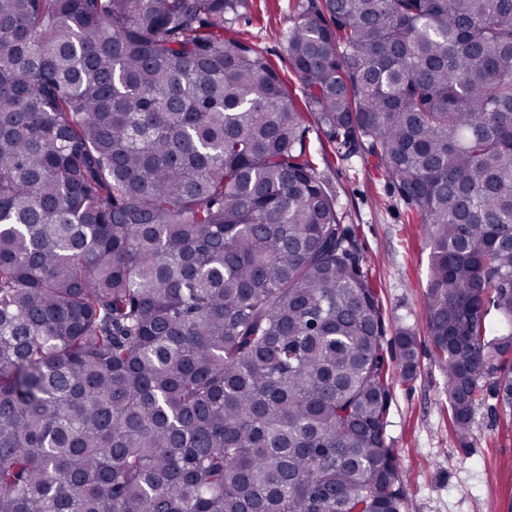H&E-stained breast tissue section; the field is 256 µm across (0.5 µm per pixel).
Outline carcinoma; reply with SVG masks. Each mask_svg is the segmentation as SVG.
Segmentation results:
<instances>
[{"label":"carcinoma","instance_id":"obj_1","mask_svg":"<svg viewBox=\"0 0 512 512\" xmlns=\"http://www.w3.org/2000/svg\"><path fill=\"white\" fill-rule=\"evenodd\" d=\"M242 6L0 0V512H404L379 301ZM287 53L425 224L465 444L512 414V0H302Z\"/></svg>","mask_w":512,"mask_h":512}]
</instances>
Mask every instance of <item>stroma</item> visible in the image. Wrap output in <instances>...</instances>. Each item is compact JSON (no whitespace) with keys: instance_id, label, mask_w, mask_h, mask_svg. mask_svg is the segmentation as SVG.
I'll list each match as a JSON object with an SVG mask.
<instances>
[{"instance_id":"1","label":"stroma","mask_w":512,"mask_h":512,"mask_svg":"<svg viewBox=\"0 0 512 512\" xmlns=\"http://www.w3.org/2000/svg\"><path fill=\"white\" fill-rule=\"evenodd\" d=\"M298 0H245L231 30L263 51L293 95L301 80L286 52ZM309 159L327 180L343 223L353 225L383 317L390 365L386 441L407 481L405 512H512V417L488 398L473 419L468 444L448 423V394L429 354L426 327L428 251L425 226L388 174L363 154L338 153L314 115L305 118ZM417 337L416 378L401 382L394 338Z\"/></svg>"}]
</instances>
